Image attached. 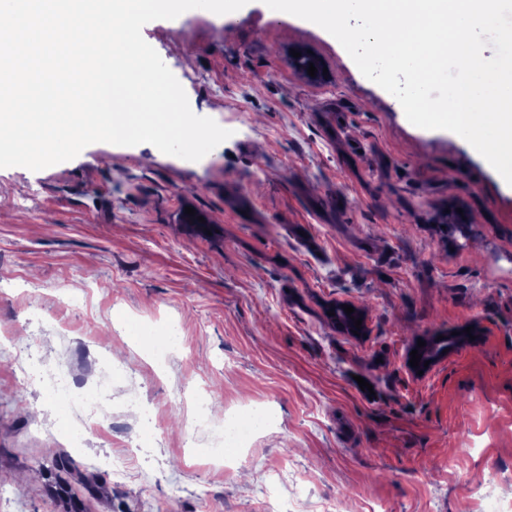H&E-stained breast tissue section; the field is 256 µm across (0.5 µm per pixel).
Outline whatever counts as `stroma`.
Masks as SVG:
<instances>
[{"label":"stroma","instance_id":"1","mask_svg":"<svg viewBox=\"0 0 512 512\" xmlns=\"http://www.w3.org/2000/svg\"><path fill=\"white\" fill-rule=\"evenodd\" d=\"M142 36L193 75V112L252 131L198 163L98 142L0 168V512H269L291 496L296 512H512V188L262 0L227 31L188 13ZM299 48L322 82L293 66ZM339 304L362 335L333 329ZM170 323L180 343L148 355L128 332ZM473 325L479 346L409 368L418 338ZM57 370L109 414L77 452L56 437ZM201 392L277 415L231 471L212 464L224 419ZM133 394L159 426L137 450Z\"/></svg>","mask_w":512,"mask_h":512}]
</instances>
